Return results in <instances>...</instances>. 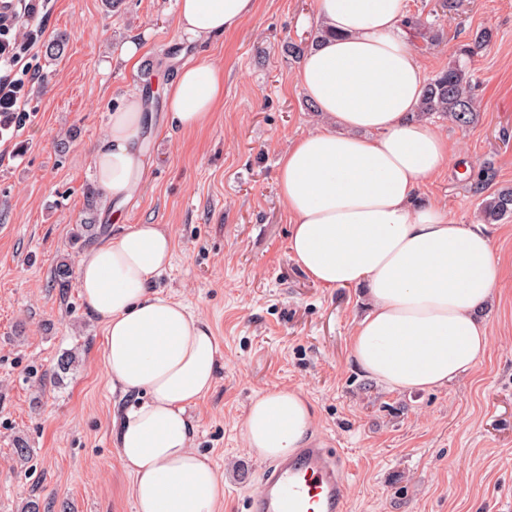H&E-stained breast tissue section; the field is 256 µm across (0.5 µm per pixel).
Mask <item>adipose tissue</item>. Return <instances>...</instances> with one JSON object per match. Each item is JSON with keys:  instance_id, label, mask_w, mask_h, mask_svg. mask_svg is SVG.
Segmentation results:
<instances>
[{"instance_id": "1", "label": "adipose tissue", "mask_w": 512, "mask_h": 512, "mask_svg": "<svg viewBox=\"0 0 512 512\" xmlns=\"http://www.w3.org/2000/svg\"><path fill=\"white\" fill-rule=\"evenodd\" d=\"M256 0H177L176 24L200 43L237 28ZM329 37L295 81L319 125L280 156L278 193L292 223L294 262L326 288L367 289L369 310L351 339L355 364L392 390H430L472 370L490 337L480 310L503 271L481 225L454 223L421 187L450 163L448 138L413 120L422 64L404 33V0H317ZM170 119L201 126L224 96V74L201 61L166 86ZM140 96L124 98L93 155L108 198L144 182ZM173 240L159 224L108 237L80 261L78 288L102 323L113 388L142 395L114 422L134 512H219L224 478L193 446L194 406L212 390L222 348L208 322L156 290ZM313 407L295 388L256 396L243 423L247 451L283 460L315 434Z\"/></svg>"}]
</instances>
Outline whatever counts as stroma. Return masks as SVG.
Returning <instances> with one entry per match:
<instances>
[{
	"mask_svg": "<svg viewBox=\"0 0 512 512\" xmlns=\"http://www.w3.org/2000/svg\"><path fill=\"white\" fill-rule=\"evenodd\" d=\"M254 14L205 45L176 27V0H50L42 41L26 60L38 78L20 123L0 134V512H133L131 479L112 437L125 406L100 356L102 324L77 288L53 281L63 261L88 250L74 232L94 218L115 234L164 225L170 266L155 287L205 318L224 350L214 389L193 411L195 448L224 476L221 512H248L265 463L245 448L250 400L303 389L317 440L340 449L350 512H512V218L487 225L504 278L483 310L491 342L476 367L432 391H396L367 377L351 357L365 312L360 288H325L291 259V223L277 189L279 156L320 121L295 81L292 42L310 41L316 0H256ZM407 15L435 21L440 45L410 33L426 77L446 68L472 31L493 41L473 62L476 122L462 130L440 116L451 153L491 164L512 186V0H405ZM62 57L45 54L57 33ZM140 38L138 66L123 48ZM208 60L224 72V100L193 131L173 127L163 96L179 71ZM152 91L145 184L119 202L98 198L93 153L113 108ZM70 138L66 152L59 139ZM469 173L450 166L424 196L457 224L479 221ZM72 356L69 369L61 358ZM28 448L19 460L18 443Z\"/></svg>",
	"mask_w": 512,
	"mask_h": 512,
	"instance_id": "35a3bbf8",
	"label": "stroma"
}]
</instances>
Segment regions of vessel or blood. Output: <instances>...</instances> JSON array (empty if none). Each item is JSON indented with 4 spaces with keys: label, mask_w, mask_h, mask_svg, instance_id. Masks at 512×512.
<instances>
[{
    "label": "vessel or blood",
    "mask_w": 512,
    "mask_h": 512,
    "mask_svg": "<svg viewBox=\"0 0 512 512\" xmlns=\"http://www.w3.org/2000/svg\"><path fill=\"white\" fill-rule=\"evenodd\" d=\"M340 451L310 444L288 459L267 467L263 488L249 502V512H347L340 473Z\"/></svg>",
    "instance_id": "obj_1"
}]
</instances>
